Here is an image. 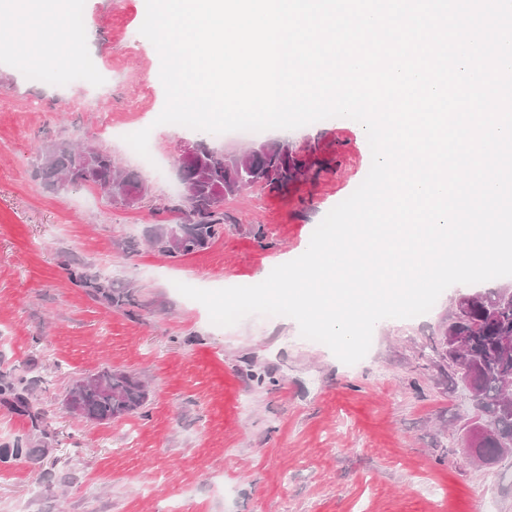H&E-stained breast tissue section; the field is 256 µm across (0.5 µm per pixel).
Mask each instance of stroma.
Instances as JSON below:
<instances>
[{
    "mask_svg": "<svg viewBox=\"0 0 512 512\" xmlns=\"http://www.w3.org/2000/svg\"><path fill=\"white\" fill-rule=\"evenodd\" d=\"M86 5L83 62L109 74L103 85L46 69L25 22L0 15L31 60L17 66L0 48V375L38 378L42 421L34 430L0 402V445L28 435L41 450L0 463V512H512V460L472 464L456 432L471 404L434 352L460 288L423 316L378 322L353 365L286 316L215 326L175 288L257 284L303 254L311 229L364 176L363 127L268 131L324 167L279 191L255 186L225 199L219 239L165 256L146 237L180 220V144L203 139L236 155L251 140L156 125L165 92L150 78L157 50L138 38L146 0ZM136 126L151 130L153 166L124 146ZM58 142L107 148L151 198L129 209L81 183L50 190L38 158ZM76 261L134 288L135 305L92 300L69 280ZM104 369L145 380V406L114 421L72 417L67 390Z\"/></svg>",
    "mask_w": 512,
    "mask_h": 512,
    "instance_id": "1",
    "label": "stroma"
}]
</instances>
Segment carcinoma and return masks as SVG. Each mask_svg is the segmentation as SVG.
I'll return each mask as SVG.
<instances>
[{
    "label": "carcinoma",
    "mask_w": 512,
    "mask_h": 512,
    "mask_svg": "<svg viewBox=\"0 0 512 512\" xmlns=\"http://www.w3.org/2000/svg\"><path fill=\"white\" fill-rule=\"evenodd\" d=\"M258 145L260 148H250L238 155L232 164L207 159L201 165L180 166L184 193L177 210L181 222L156 225L150 242L156 246L164 237L177 236V252L159 248L169 257L203 251L224 232L220 201L261 182L271 190H281L320 164L316 160L308 165L301 156L284 153L275 141L264 140ZM87 158L94 161L87 181L101 190L116 183L124 192L139 196L141 201L150 196V190L138 175L118 167L112 153L99 146L57 144L40 157L41 178L48 187L65 190L69 183L80 178L78 166ZM69 277L92 299L110 308L124 309L136 304L133 289L117 287L112 279L93 275L83 265L73 266ZM510 289L511 283L464 295L466 312L458 315L450 311L439 326L440 359L452 369V382L471 389L475 396V415L461 427L462 444L473 442L479 424L489 425V431L473 447V458L484 465L500 462V449L512 445V409L504 408V404L512 403V353L502 350L503 340L512 337V298L505 294ZM450 331L463 337L460 356L445 341ZM35 385V381L23 376L0 378V401L29 417L37 429L39 416L27 396ZM67 395L78 415L101 422L139 413L148 393L138 377L123 370H104L74 381ZM37 452L38 449L31 447L30 438L18 437L0 447V462L30 458Z\"/></svg>",
    "instance_id": "1"
}]
</instances>
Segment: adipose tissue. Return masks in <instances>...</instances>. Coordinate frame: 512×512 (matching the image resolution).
<instances>
[{
	"label": "adipose tissue",
	"mask_w": 512,
	"mask_h": 512,
	"mask_svg": "<svg viewBox=\"0 0 512 512\" xmlns=\"http://www.w3.org/2000/svg\"><path fill=\"white\" fill-rule=\"evenodd\" d=\"M9 13L25 16L31 38L46 46L44 62L53 69H79L83 35L72 30L62 0H12Z\"/></svg>",
	"instance_id": "obj_1"
}]
</instances>
